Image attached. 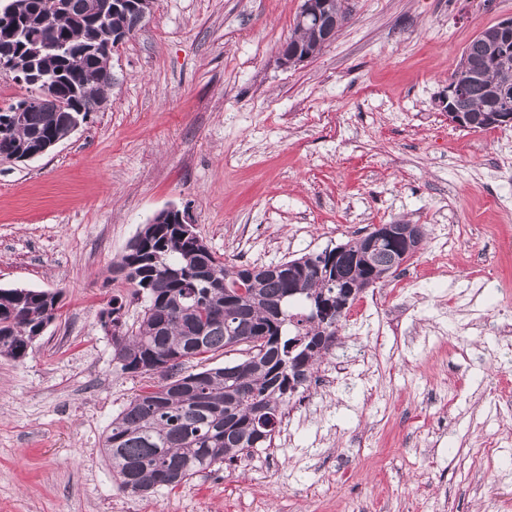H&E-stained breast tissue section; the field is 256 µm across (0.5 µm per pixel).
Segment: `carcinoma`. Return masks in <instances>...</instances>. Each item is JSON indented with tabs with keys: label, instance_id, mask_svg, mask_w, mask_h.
<instances>
[{
	"label": "carcinoma",
	"instance_id": "cac0c4a2",
	"mask_svg": "<svg viewBox=\"0 0 512 512\" xmlns=\"http://www.w3.org/2000/svg\"><path fill=\"white\" fill-rule=\"evenodd\" d=\"M101 0H6L0 5V48L10 68L34 71L65 105L59 115L28 107L0 113V159L25 153L41 138H65L73 120L92 112L107 83ZM506 34L493 25L465 48L452 74L464 88L459 112L497 107L493 89H512V65L495 62L490 46ZM137 250H126L112 273L144 301L138 326L112 334L122 371L158 375L112 420L103 443L120 490L143 495L174 489L197 473L271 445L282 408L335 344L346 314L320 304L332 281L362 293L391 275L385 259L361 257L364 238L269 266L226 264L185 238L173 224H146ZM60 306L48 289L0 287V355L23 361L38 330ZM236 345L246 355L205 365ZM198 360L190 371L186 363Z\"/></svg>",
	"mask_w": 512,
	"mask_h": 512
}]
</instances>
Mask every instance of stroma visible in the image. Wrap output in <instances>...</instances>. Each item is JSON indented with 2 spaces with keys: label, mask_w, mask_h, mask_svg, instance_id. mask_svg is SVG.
I'll list each match as a JSON object with an SVG mask.
<instances>
[{
  "label": "stroma",
  "mask_w": 512,
  "mask_h": 512,
  "mask_svg": "<svg viewBox=\"0 0 512 512\" xmlns=\"http://www.w3.org/2000/svg\"><path fill=\"white\" fill-rule=\"evenodd\" d=\"M299 0H153L109 100L27 161L0 160V287L61 292L23 362L0 356V512H512V125L448 121V79L512 0H346L334 43L282 68ZM168 207L224 262L276 265L375 224L417 253L366 289L271 447L146 496L102 441L149 385L99 313L143 303L112 264Z\"/></svg>",
  "instance_id": "35a3bbf8"
}]
</instances>
